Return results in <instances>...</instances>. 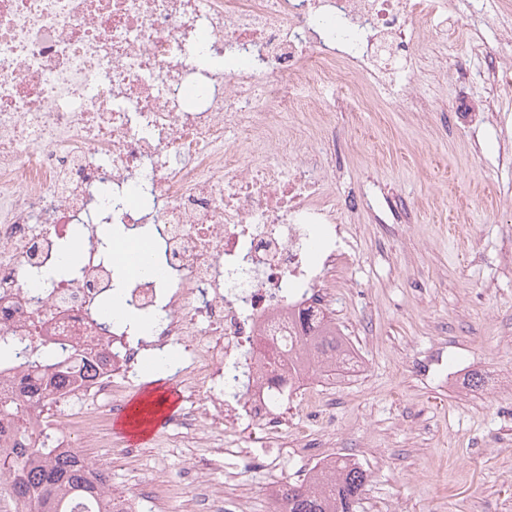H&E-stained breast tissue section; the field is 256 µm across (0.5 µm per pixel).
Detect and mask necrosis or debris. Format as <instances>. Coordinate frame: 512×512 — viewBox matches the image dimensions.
Masks as SVG:
<instances>
[{"label":"necrosis or debris","mask_w":512,"mask_h":512,"mask_svg":"<svg viewBox=\"0 0 512 512\" xmlns=\"http://www.w3.org/2000/svg\"><path fill=\"white\" fill-rule=\"evenodd\" d=\"M423 20L437 38L462 23L438 0H0V331L103 358L90 386L24 400V415L37 431L68 414L63 450L103 441L93 406L120 412L148 348L171 355L191 399L170 421L195 449L188 463L104 512H144L189 486L206 512H245L247 498L227 505L200 474L217 456L236 475L279 469L222 437L244 424L287 437L278 393L306 367L289 314L325 305L327 277L353 260L319 159L288 161V114L326 111L314 85L365 97L382 59H416ZM195 44L223 70L198 68ZM78 224L92 242L63 279L52 270ZM113 224L147 243L163 277L119 280L98 248ZM114 288L143 325L103 328Z\"/></svg>","instance_id":"obj_1"}]
</instances>
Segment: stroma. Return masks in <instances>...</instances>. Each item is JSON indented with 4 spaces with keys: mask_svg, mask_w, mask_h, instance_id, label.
Masks as SVG:
<instances>
[{
    "mask_svg": "<svg viewBox=\"0 0 512 512\" xmlns=\"http://www.w3.org/2000/svg\"><path fill=\"white\" fill-rule=\"evenodd\" d=\"M471 13L445 43L423 42L415 79L432 109L404 112L387 78L355 111L332 109L318 134L326 188L356 253L336 275L327 309L351 340L360 375L336 389L332 422L312 435L324 454L357 458L367 476L356 512H512V79L487 85L492 59L512 51V0ZM85 449L134 493L133 471L180 463L162 433ZM123 454L113 453V446ZM282 470L208 481L247 492L269 512L273 481H295L307 458L276 447Z\"/></svg>",
    "mask_w": 512,
    "mask_h": 512,
    "instance_id": "stroma-1",
    "label": "stroma"
}]
</instances>
